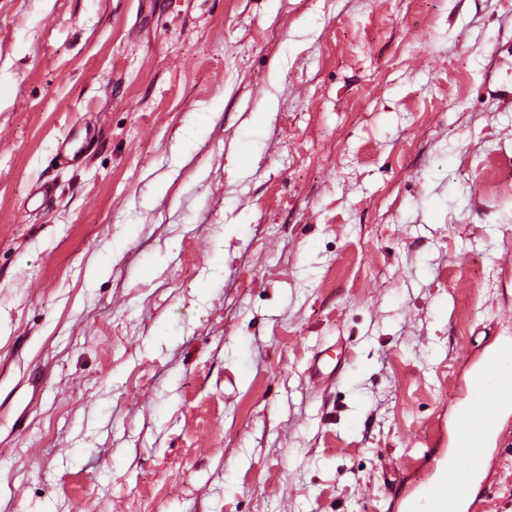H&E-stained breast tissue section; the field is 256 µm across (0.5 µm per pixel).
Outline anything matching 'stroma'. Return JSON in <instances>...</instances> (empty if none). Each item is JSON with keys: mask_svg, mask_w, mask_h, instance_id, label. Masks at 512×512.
I'll use <instances>...</instances> for the list:
<instances>
[{"mask_svg": "<svg viewBox=\"0 0 512 512\" xmlns=\"http://www.w3.org/2000/svg\"><path fill=\"white\" fill-rule=\"evenodd\" d=\"M501 343L512 0H0V512H391Z\"/></svg>", "mask_w": 512, "mask_h": 512, "instance_id": "stroma-1", "label": "stroma"}]
</instances>
